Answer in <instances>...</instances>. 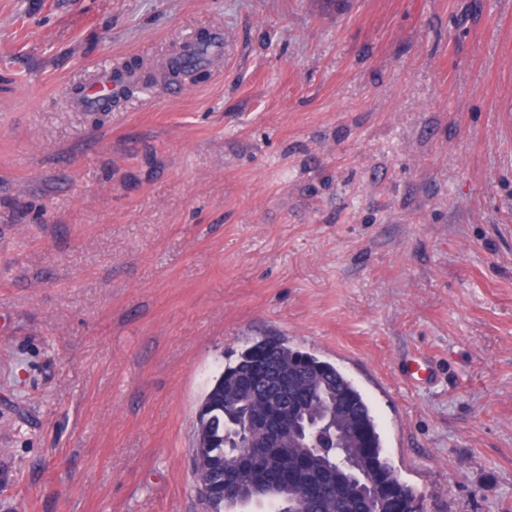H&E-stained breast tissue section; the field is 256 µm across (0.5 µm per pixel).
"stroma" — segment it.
I'll list each match as a JSON object with an SVG mask.
<instances>
[{
  "label": "stroma",
  "instance_id": "obj_1",
  "mask_svg": "<svg viewBox=\"0 0 512 512\" xmlns=\"http://www.w3.org/2000/svg\"><path fill=\"white\" fill-rule=\"evenodd\" d=\"M265 338L426 512H512V0H0V512H205L197 409ZM209 43L208 38H202L194 42L193 44H185L182 46L179 51L173 54L170 60V69L174 74H189L190 72L197 71V66L201 65L202 62H198L195 64H185L184 58L188 55V50L192 45L198 49V52H203L205 49V45ZM116 88L112 82L111 74H102L99 80L88 88L81 100V107L86 110L100 109L104 100L109 96L113 89ZM112 110V97H110L105 105L101 108V112Z\"/></svg>",
  "mask_w": 512,
  "mask_h": 512
}]
</instances>
